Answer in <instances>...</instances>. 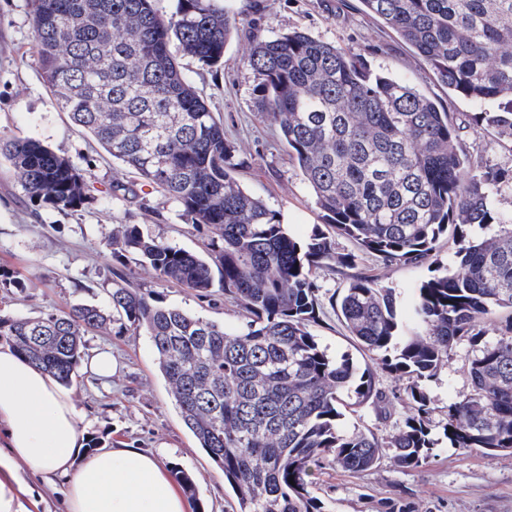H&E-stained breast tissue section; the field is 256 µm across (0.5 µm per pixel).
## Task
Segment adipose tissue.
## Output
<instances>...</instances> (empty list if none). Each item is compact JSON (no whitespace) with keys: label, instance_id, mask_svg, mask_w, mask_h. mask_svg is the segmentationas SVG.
Returning a JSON list of instances; mask_svg holds the SVG:
<instances>
[{"label":"adipose tissue","instance_id":"1","mask_svg":"<svg viewBox=\"0 0 512 512\" xmlns=\"http://www.w3.org/2000/svg\"><path fill=\"white\" fill-rule=\"evenodd\" d=\"M66 482V512H190L165 460L139 448L89 451L72 394L0 343V512H35L27 474Z\"/></svg>","mask_w":512,"mask_h":512}]
</instances>
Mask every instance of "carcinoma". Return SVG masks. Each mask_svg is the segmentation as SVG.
I'll list each match as a JSON object with an SVG mask.
<instances>
[{"mask_svg": "<svg viewBox=\"0 0 512 512\" xmlns=\"http://www.w3.org/2000/svg\"><path fill=\"white\" fill-rule=\"evenodd\" d=\"M415 49L456 95L497 102L477 112L512 140V0H361ZM38 65L59 106L112 158L157 185L222 246L212 260L156 240L140 224L112 229V254L138 257L166 282L202 294L219 286L249 315L241 330L116 285L110 304L77 305L35 318L0 313L7 342L62 385L75 376L83 336L115 320L142 331L184 426L223 471L236 512H323L313 471L334 464L370 471L387 457L417 468L437 440L426 383L466 342L470 389L448 404L453 448L512 452V170L483 168L448 113L409 84L372 72L357 55L303 31L254 42L260 117L279 126L331 232L300 242L279 214L234 176L235 146L183 75L179 58L219 66L233 35L226 0H27ZM31 198L59 210L89 200L86 173L35 138L0 139ZM355 244L339 252L333 235ZM454 245L446 266L439 241ZM433 259L416 288V328L401 335L390 290L359 270ZM350 270L338 318L369 354L361 369L330 357L310 330L321 309L314 270ZM508 311L498 334L483 324ZM409 379L410 413L379 435L343 430L344 411L390 403L377 370Z\"/></svg>", "mask_w": 512, "mask_h": 512, "instance_id": "obj_1", "label": "carcinoma"}]
</instances>
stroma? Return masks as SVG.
I'll use <instances>...</instances> for the list:
<instances>
[{
	"label": "stroma",
	"mask_w": 512,
	"mask_h": 512,
	"mask_svg": "<svg viewBox=\"0 0 512 512\" xmlns=\"http://www.w3.org/2000/svg\"><path fill=\"white\" fill-rule=\"evenodd\" d=\"M229 5L237 30L225 48L223 66L211 68L191 57L179 63L236 146L237 180L270 209L293 215L287 230L295 239L308 240L322 218L278 125L258 115L259 79L246 63L257 38L298 29L360 54L371 71L404 80L435 100L482 164L512 169V141L471 121L473 113L493 111V104L449 91L409 44L363 11L359 0H229ZM0 136L45 142L85 171L90 196L76 211L41 204L24 192L10 162L0 156V267L24 283L20 290L0 288V312L36 317L80 303L104 307L113 284L125 279L189 313L229 329L244 328L243 309L223 291L202 296L160 280L135 257L113 256L109 238L116 224L143 225L153 238L203 255L211 252L212 234L188 223L176 202L113 161L62 111L38 67L25 0H0ZM116 184L128 187V194L113 192ZM361 268L392 291L401 323L409 324L415 289L429 277L430 263L385 266L367 259ZM315 279L322 312L311 332L332 357L346 354L365 364V354L330 305L331 296L344 288L346 273L324 268ZM98 350L111 351L116 361L111 377L89 369L88 359ZM84 355L70 391L87 418L88 438L162 454L170 465L195 475L196 512H234L236 499L224 474L184 426L148 337L116 322L85 334ZM471 356L470 346L459 344L428 383L438 444L426 464L400 469L385 459L363 473L324 465L314 472L309 491L324 503L325 512H387L393 504L416 512H512V453L462 451L443 438L449 402L470 387Z\"/></svg>",
	"instance_id": "stroma-1"
}]
</instances>
